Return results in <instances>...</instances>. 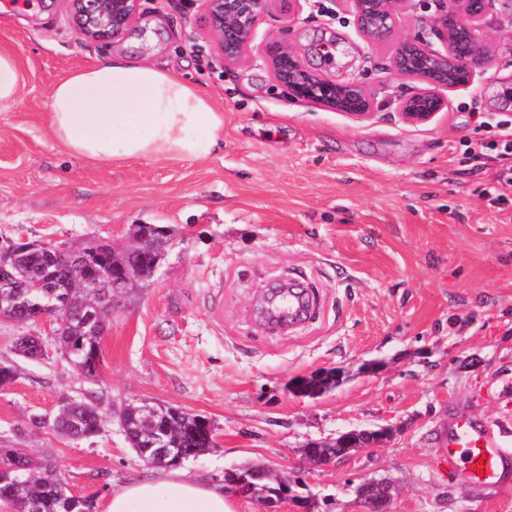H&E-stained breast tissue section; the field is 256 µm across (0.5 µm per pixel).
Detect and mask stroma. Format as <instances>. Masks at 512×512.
Wrapping results in <instances>:
<instances>
[{
	"instance_id": "obj_1",
	"label": "stroma",
	"mask_w": 512,
	"mask_h": 512,
	"mask_svg": "<svg viewBox=\"0 0 512 512\" xmlns=\"http://www.w3.org/2000/svg\"><path fill=\"white\" fill-rule=\"evenodd\" d=\"M286 41L322 78L361 85L370 119L293 100L272 76L266 48ZM337 41L336 63L314 47ZM494 65L472 84L442 90L447 109L401 122L399 98L421 90L394 72L392 50H370L336 0H298L259 24L225 62L203 0H145L119 38L78 37L69 0L0 9V49L24 75L16 103L0 108V245L120 246L132 225L161 224L174 239L149 283L114 300L93 377L77 374L41 326L0 322V363L19 366L0 388V448L54 461L76 495L101 501L150 477L118 421L69 439L35 418L62 398L133 400L207 416L216 443L184 471L214 486L247 465L270 469L290 491L278 512H367L357 488L391 487L390 512H512V474L491 500L450 475L439 438L462 414L512 429V192L483 197L501 162L459 142L512 121V44L495 37ZM121 56L172 69L224 112L215 152L199 160L101 163L50 135L52 87L83 65ZM291 279L322 294V312L290 332L264 335L253 315L261 289ZM42 336L39 360L14 352ZM339 368L343 382L316 398L291 383ZM392 434L315 466L303 447L349 430Z\"/></svg>"
}]
</instances>
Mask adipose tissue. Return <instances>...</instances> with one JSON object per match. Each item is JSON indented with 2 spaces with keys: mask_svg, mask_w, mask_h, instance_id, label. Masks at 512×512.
<instances>
[{
  "mask_svg": "<svg viewBox=\"0 0 512 512\" xmlns=\"http://www.w3.org/2000/svg\"><path fill=\"white\" fill-rule=\"evenodd\" d=\"M48 129L68 152L95 161L210 156L224 128L211 96L169 69L117 57L54 85ZM101 512H235L233 497L169 470L112 491Z\"/></svg>",
  "mask_w": 512,
  "mask_h": 512,
  "instance_id": "adipose-tissue-1",
  "label": "adipose tissue"
}]
</instances>
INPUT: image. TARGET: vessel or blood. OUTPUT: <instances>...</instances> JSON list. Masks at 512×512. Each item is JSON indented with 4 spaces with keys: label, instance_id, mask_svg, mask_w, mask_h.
Here are the masks:
<instances>
[{
    "label": "vessel or blood",
    "instance_id": "obj_1",
    "mask_svg": "<svg viewBox=\"0 0 512 512\" xmlns=\"http://www.w3.org/2000/svg\"><path fill=\"white\" fill-rule=\"evenodd\" d=\"M263 327L278 332L314 319L319 297L311 288H292L287 298L263 299ZM504 432L494 424L469 417L448 421L447 463L480 496L492 497L503 488L512 470V451L503 447Z\"/></svg>",
    "mask_w": 512,
    "mask_h": 512
}]
</instances>
